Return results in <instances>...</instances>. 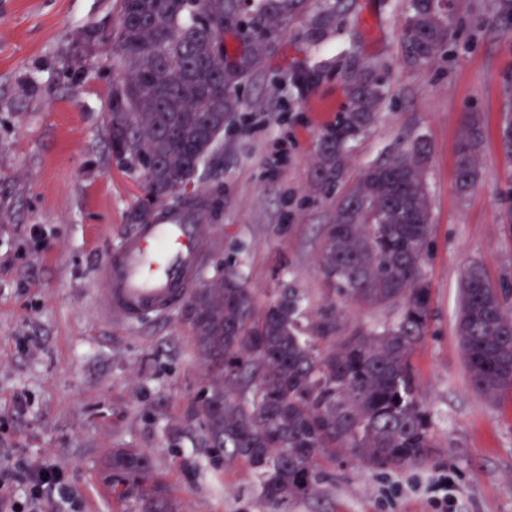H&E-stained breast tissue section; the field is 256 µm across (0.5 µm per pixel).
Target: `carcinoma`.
Returning <instances> with one entry per match:
<instances>
[{
    "instance_id": "cac0c4a2",
    "label": "carcinoma",
    "mask_w": 512,
    "mask_h": 512,
    "mask_svg": "<svg viewBox=\"0 0 512 512\" xmlns=\"http://www.w3.org/2000/svg\"><path fill=\"white\" fill-rule=\"evenodd\" d=\"M359 0H119L107 35L112 57L108 136L112 156L143 188L133 214L153 224L172 203L202 221L200 169L221 147L243 108L242 92L267 68L278 41L304 22L307 50L325 43ZM457 30L447 0H408L402 40L428 67ZM326 62L297 61L288 85L303 98L327 77ZM349 108L319 136V185L343 176L346 150L376 120L384 98L375 64L355 54L339 71ZM483 139L475 117L463 121L455 184L476 185ZM512 157V109L501 123ZM429 145L417 137L368 166L336 198L319 265L322 305L291 285L259 306L229 268L193 291L182 317L209 375L198 400L205 442L224 466H243L271 512H289L323 491L328 468L373 471L432 462L439 448L431 410L419 398L411 358L428 331L431 288L423 266L431 247ZM392 308L370 325L345 311ZM472 387L496 401L512 393V290L496 288L484 264L463 271L456 321ZM151 458L112 453V485L124 512H175L150 484Z\"/></svg>"
}]
</instances>
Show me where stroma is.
<instances>
[{
    "label": "stroma",
    "mask_w": 512,
    "mask_h": 512,
    "mask_svg": "<svg viewBox=\"0 0 512 512\" xmlns=\"http://www.w3.org/2000/svg\"><path fill=\"white\" fill-rule=\"evenodd\" d=\"M360 16L313 54L291 30L209 162L201 195L213 213L198 282L233 269L258 303L291 283L321 304L320 242L336 198L365 166L416 136L429 143L433 250L429 329L412 356L434 418V463L384 473L336 469L320 496L291 512H512V395L491 402L470 384L455 324L460 278L485 265L512 287V226L501 195L512 159L499 128L512 78V32L495 0H456L454 43L414 66L401 33L406 0H360ZM114 0H0V465L38 461L68 491L67 512H122L112 452L150 453L154 480L179 512H268L253 475L215 465L198 398L208 384L180 310L129 325L105 315L96 281L133 225L139 181L113 160L106 133L112 61L102 39ZM379 62L376 122L351 142L343 182L316 185L321 132L348 105L331 74L304 99L285 80L292 61L345 53ZM485 139L476 187L454 184L465 114Z\"/></svg>",
    "instance_id": "1"
}]
</instances>
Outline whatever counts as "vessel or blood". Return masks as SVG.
I'll use <instances>...</instances> for the list:
<instances>
[{
  "label": "vessel or blood",
  "instance_id": "obj_1",
  "mask_svg": "<svg viewBox=\"0 0 512 512\" xmlns=\"http://www.w3.org/2000/svg\"><path fill=\"white\" fill-rule=\"evenodd\" d=\"M206 229L172 211L164 222L138 224L104 261L99 288L114 316L133 324L174 309L190 294L203 261Z\"/></svg>",
  "mask_w": 512,
  "mask_h": 512
}]
</instances>
